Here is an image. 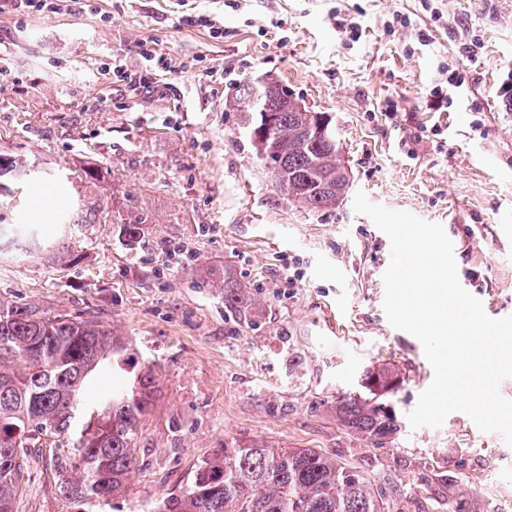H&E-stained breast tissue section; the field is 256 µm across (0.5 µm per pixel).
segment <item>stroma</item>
I'll return each instance as SVG.
<instances>
[{
    "mask_svg": "<svg viewBox=\"0 0 512 512\" xmlns=\"http://www.w3.org/2000/svg\"><path fill=\"white\" fill-rule=\"evenodd\" d=\"M210 13L223 27L183 25ZM360 37L351 40V27ZM429 41L420 44L419 33ZM0 153L66 170L69 201L95 205L63 235L68 259L0 252V304L81 312L153 368L121 496L86 512H150L225 441L312 448L356 467L391 512H512V446L466 414L411 428L433 380L419 340L383 310L390 241L353 210L375 204L442 224L461 285L512 315V0H84L79 11L0 12ZM479 40L475 56L461 46ZM172 67L149 88L112 81L137 42ZM460 88L440 92L444 68ZM265 75L331 113L352 171L337 209L310 211L273 187L225 100ZM97 169L98 181L82 180ZM143 228L126 245L120 228ZM256 300L224 307V276ZM387 364L398 430L367 443L336 419L361 375ZM32 449L18 512H65L57 463Z\"/></svg>",
    "mask_w": 512,
    "mask_h": 512,
    "instance_id": "1",
    "label": "stroma"
}]
</instances>
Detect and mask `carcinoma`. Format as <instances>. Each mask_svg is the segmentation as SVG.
Returning <instances> with one entry per match:
<instances>
[{"label": "carcinoma", "mask_w": 512, "mask_h": 512, "mask_svg": "<svg viewBox=\"0 0 512 512\" xmlns=\"http://www.w3.org/2000/svg\"><path fill=\"white\" fill-rule=\"evenodd\" d=\"M253 86L244 82L229 106L241 112L255 156L261 141L253 131L258 112L242 111ZM276 111L271 132L277 156L264 166L275 187L310 210L340 207L345 183L336 179L344 159L327 112H300L293 97H266ZM328 125L327 138H309L315 125ZM21 185L44 182V171L0 155V179ZM28 253L46 242L43 228L25 220L1 224L0 240ZM254 298L224 277V305L247 313ZM127 347L94 320L79 313H48L35 306H0V512H16L15 499L29 482L31 449L70 433L73 451L61 465L60 492L68 512L92 502L106 504L124 489L135 464L132 441L148 411L152 370L130 374ZM398 387L388 367L367 370L359 389L336 403V418L373 444L396 430L384 399ZM152 512H387L383 496L356 468L312 448H273L262 441L224 442L202 459L185 487L156 503Z\"/></svg>", "instance_id": "cac0c4a2"}]
</instances>
